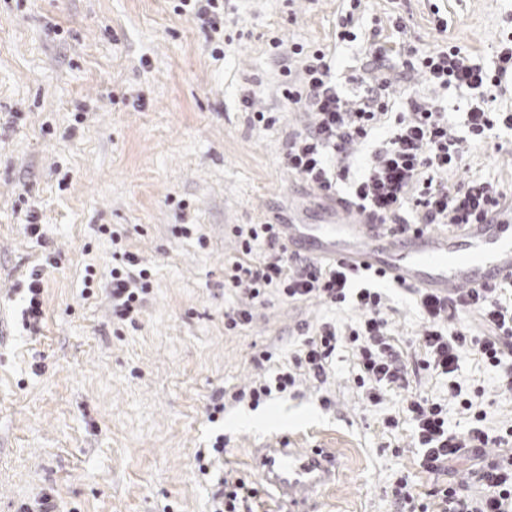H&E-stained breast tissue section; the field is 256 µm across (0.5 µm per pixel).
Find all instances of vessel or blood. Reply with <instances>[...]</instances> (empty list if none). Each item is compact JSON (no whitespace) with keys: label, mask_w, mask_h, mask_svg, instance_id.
I'll list each match as a JSON object with an SVG mask.
<instances>
[{"label":"vessel or blood","mask_w":512,"mask_h":512,"mask_svg":"<svg viewBox=\"0 0 512 512\" xmlns=\"http://www.w3.org/2000/svg\"><path fill=\"white\" fill-rule=\"evenodd\" d=\"M327 222L308 224L292 216L279 232L284 248L351 269H375L395 284L445 296L464 288H490L512 281V205L489 222L457 229L420 226L399 230L363 213L347 216L337 198L325 200ZM258 478L272 487L282 512H304L336 477V461L321 448H292L271 439L252 458Z\"/></svg>","instance_id":"vessel-or-blood-1"}]
</instances>
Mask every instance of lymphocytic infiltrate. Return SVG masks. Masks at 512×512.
I'll use <instances>...</instances> for the list:
<instances>
[{
	"instance_id": "f902f5d3",
	"label": "lymphocytic infiltrate",
	"mask_w": 512,
	"mask_h": 512,
	"mask_svg": "<svg viewBox=\"0 0 512 512\" xmlns=\"http://www.w3.org/2000/svg\"><path fill=\"white\" fill-rule=\"evenodd\" d=\"M292 52L304 57L301 76L293 78L291 68L283 67L282 96L289 105L302 109L308 120L302 131L289 136L285 165L313 193L333 195L349 175L355 146L371 134L380 116L387 114L389 89L397 75L383 63L388 48L375 47L367 72L357 77V89L348 96L338 91L322 50L307 54L296 45ZM404 68L421 73L439 87L468 91L465 134H454L441 105L409 99L382 148L355 181L349 202L398 228L405 225L401 211L409 203L414 204L421 225L481 223L505 205L504 192L492 182L476 180L452 190L444 176L463 165L466 144L488 142L499 129L512 130V109L497 104L503 80L512 75V32L500 41L492 60L467 54L451 43L421 54L417 61H405ZM234 234L239 255L225 266L224 279L247 304L225 311V330L249 324L252 305L265 303L272 293L290 302L349 303L358 310L359 318L342 328L322 323L295 357L294 370L277 373L270 384L252 383L233 394V401L255 407L271 393H287L295 386L300 370L323 380L338 342L347 339L357 358L353 381L367 398L381 402L386 388L402 395L401 415L387 416L384 423L393 429L404 421L411 424L424 472H444L465 452L503 449L500 461L479 466L474 473L482 494H472L463 484L436 487L433 495L439 512H512V423L492 425L490 413L480 402L481 391L467 393L456 379L462 361L477 356L487 366L500 369L501 385L512 391V302H503L501 287L465 290L448 298L417 293L423 316L417 341L424 356L413 364L390 342L386 295L380 289L384 275L288 255L273 224L239 225ZM256 251L261 254L257 261L252 258ZM148 279L137 254L123 252L120 264L111 271L113 317L133 320L149 288ZM470 315L477 317L480 333H473L467 323ZM417 368L447 379V400L411 387L409 376ZM452 403L469 420L468 427L459 432L448 427ZM258 495L254 484L245 479H220L212 494L213 512H251Z\"/></svg>"
}]
</instances>
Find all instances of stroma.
Segmentation results:
<instances>
[{
  "label": "stroma",
  "mask_w": 512,
  "mask_h": 512,
  "mask_svg": "<svg viewBox=\"0 0 512 512\" xmlns=\"http://www.w3.org/2000/svg\"><path fill=\"white\" fill-rule=\"evenodd\" d=\"M179 4L0 0V512H35L46 494L56 512H208L217 480H255L253 450L283 436L338 462L310 512H396L403 475L433 504L437 479L420 468L410 426L384 425L399 394L363 400L349 345L330 357L325 384L304 376L287 396L255 408L231 402L209 421L214 394L292 364L302 327L358 318L349 306L274 294L250 324L225 333L224 312L240 297L225 286L224 266L236 255L235 225L287 221L294 197L309 202L310 223L322 221L284 164L306 116L281 97L272 39L323 49L346 92L372 35L420 52L450 42L492 59L512 0H362L354 12L348 0H224L216 31ZM437 10L447 30L434 25ZM349 11L350 43L337 37ZM247 95L274 124L253 122ZM414 95L442 101L460 126L466 93L417 74L392 89L398 103ZM476 179L512 197V132L470 148L448 185ZM32 213L36 238L25 231ZM112 229L151 274L133 324L113 318L106 297ZM35 269L44 319L33 335L22 310ZM388 294L392 343L402 349L422 319L408 291L393 285ZM266 350L272 361L256 368ZM458 380L483 388L493 419L512 418V393L480 359L467 358ZM219 434L224 460L201 473L196 454Z\"/></svg>",
  "instance_id": "1"
}]
</instances>
